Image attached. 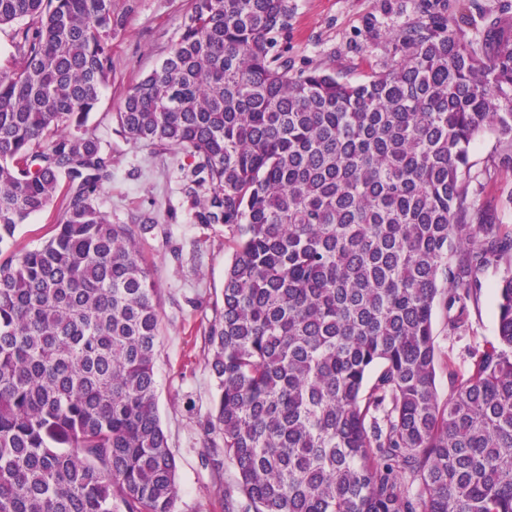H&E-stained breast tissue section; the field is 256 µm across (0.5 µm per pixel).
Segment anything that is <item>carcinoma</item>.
<instances>
[{"instance_id":"cac0c4a2","label":"carcinoma","mask_w":512,"mask_h":512,"mask_svg":"<svg viewBox=\"0 0 512 512\" xmlns=\"http://www.w3.org/2000/svg\"><path fill=\"white\" fill-rule=\"evenodd\" d=\"M290 0H191L119 132L201 176L231 231L203 328L217 394L201 453L224 512H512V227L473 212L470 146L512 147V28L478 49L422 10L362 82L272 54ZM112 0H0V512H175L151 224L95 205L112 158L83 130L108 81ZM59 201L43 240L15 231ZM497 333L440 398L433 312ZM15 28V26L0 28V70L10 69L14 66L15 49L12 42Z\"/></svg>"}]
</instances>
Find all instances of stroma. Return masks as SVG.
I'll return each mask as SVG.
<instances>
[{
    "label": "stroma",
    "instance_id": "obj_1",
    "mask_svg": "<svg viewBox=\"0 0 512 512\" xmlns=\"http://www.w3.org/2000/svg\"><path fill=\"white\" fill-rule=\"evenodd\" d=\"M288 27L276 50L294 69L333 65L358 81L393 54L392 35L417 16L419 0H290ZM190 0H112L127 25L112 41L111 70L97 109L85 129L112 155V180L95 203L113 224L152 217L155 228L143 247L153 262L160 297L161 335L156 352L158 409L177 463L179 499L175 512H224V489L234 486L231 467L215 471L201 460L203 426L214 395L202 329L222 297L231 234L198 219L189 193L188 163L176 149L157 153L128 141L116 130L113 112L126 91L156 69L179 40ZM431 12L446 15L456 39L477 47L489 19L512 21V0H429ZM505 150L495 135H479L471 146L469 194L496 223L512 225V169L499 167ZM502 270H485L482 292L468 331L448 333L446 314L435 309L440 351L436 385L441 398L457 388L449 369L465 373L471 352L496 337L497 288Z\"/></svg>",
    "mask_w": 512,
    "mask_h": 512
}]
</instances>
